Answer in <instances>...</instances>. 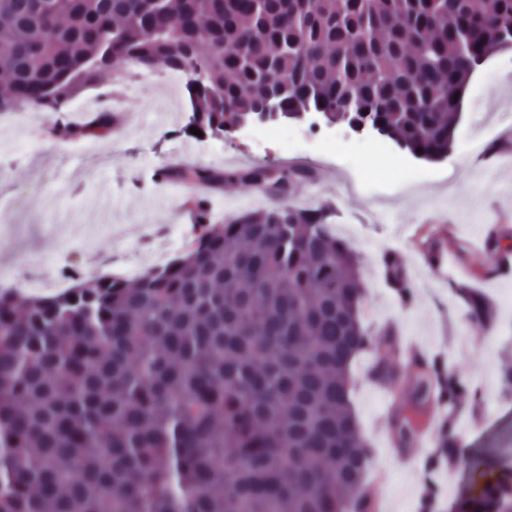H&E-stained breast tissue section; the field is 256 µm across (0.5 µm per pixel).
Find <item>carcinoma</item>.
I'll use <instances>...</instances> for the list:
<instances>
[{"label":"carcinoma","mask_w":512,"mask_h":512,"mask_svg":"<svg viewBox=\"0 0 512 512\" xmlns=\"http://www.w3.org/2000/svg\"><path fill=\"white\" fill-rule=\"evenodd\" d=\"M0 0V74L23 107L64 111L107 71L198 69L185 128L205 135L276 95L370 113L409 152L446 155L474 70L512 41V0ZM298 171L169 176L263 187ZM131 288L0 291V512H375L349 372L370 348L351 244L282 197ZM402 301L412 284L389 267ZM393 419L470 393L433 358ZM458 512H512V465Z\"/></svg>","instance_id":"cac0c4a2"}]
</instances>
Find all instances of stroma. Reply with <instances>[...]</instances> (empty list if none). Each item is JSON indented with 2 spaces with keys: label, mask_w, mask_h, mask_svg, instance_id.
<instances>
[{
  "label": "stroma",
  "mask_w": 512,
  "mask_h": 512,
  "mask_svg": "<svg viewBox=\"0 0 512 512\" xmlns=\"http://www.w3.org/2000/svg\"><path fill=\"white\" fill-rule=\"evenodd\" d=\"M483 80L475 72L456 124L453 151L437 162L402 154L399 180L407 191L371 206L370 181L376 174L364 163L365 178L356 197L343 198L338 184L347 178L351 148L296 178L288 195L304 207L325 208L333 224L355 225L353 246L366 287L365 325L381 332L391 324L419 344L427 356L452 359L471 388L489 401L481 417L459 412L453 439L461 445L460 463L447 485L451 503L477 494L494 462L512 457V401L502 400V355L512 342L501 327L512 324V282L501 278L497 258L512 259V70L499 72L494 85L475 93ZM81 101L107 109L120 136L51 135L57 115L18 109L0 112V190L14 194L19 212L0 223V282L51 269L75 268L92 281L107 272L112 251L127 261L150 266L155 248L147 239L155 228L171 227L181 239L179 208L195 187L182 181L158 182L160 170L186 159L188 167L225 171L238 157L256 166L282 168L291 153L259 152L253 142L214 136L190 140L175 136L190 109L184 90L158 74H136L114 87L111 74L86 89ZM496 230L499 253L486 252L487 230ZM448 246V275L433 281L423 267L427 251ZM402 262L414 295L403 303L385 275L386 257ZM484 300L492 315L481 333L472 330L471 296ZM351 397L362 434L372 445L369 486H383L379 512H417V481L403 456L417 447L399 448L384 425L387 396L361 354L351 370Z\"/></svg>",
  "instance_id": "1"
}]
</instances>
